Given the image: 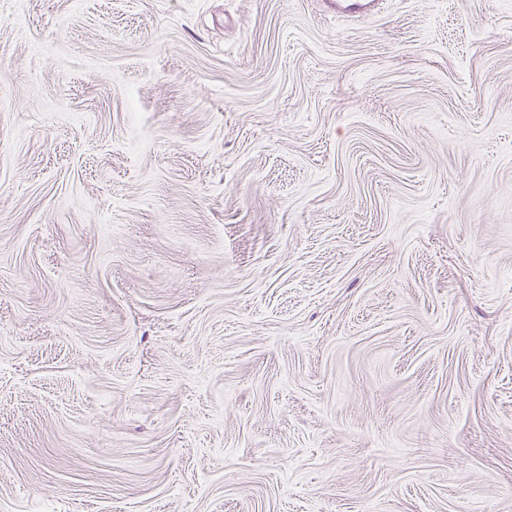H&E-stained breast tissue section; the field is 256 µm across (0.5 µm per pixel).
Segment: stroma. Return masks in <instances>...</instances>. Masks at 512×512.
<instances>
[{"mask_svg": "<svg viewBox=\"0 0 512 512\" xmlns=\"http://www.w3.org/2000/svg\"><path fill=\"white\" fill-rule=\"evenodd\" d=\"M0 512H512V0H0ZM350 2V3H346ZM377 0H331L329 8L336 15H349L356 18H366L370 16L374 3Z\"/></svg>", "mask_w": 512, "mask_h": 512, "instance_id": "stroma-1", "label": "stroma"}]
</instances>
